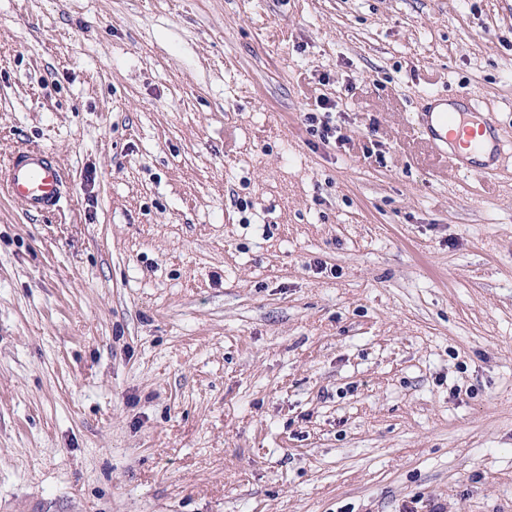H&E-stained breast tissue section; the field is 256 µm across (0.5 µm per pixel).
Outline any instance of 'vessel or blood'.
<instances>
[{
  "label": "vessel or blood",
  "instance_id": "1",
  "mask_svg": "<svg viewBox=\"0 0 512 512\" xmlns=\"http://www.w3.org/2000/svg\"><path fill=\"white\" fill-rule=\"evenodd\" d=\"M425 140L447 159L450 167L474 177L496 169L512 155V144L499 139L490 120L466 94L450 100L433 95L423 100L415 114ZM0 187L20 200L26 211H53L64 190V176L57 161L40 149H17L0 165Z\"/></svg>",
  "mask_w": 512,
  "mask_h": 512
}]
</instances>
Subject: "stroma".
Listing matches in <instances>:
<instances>
[{"label": "stroma", "instance_id": "stroma-1", "mask_svg": "<svg viewBox=\"0 0 512 512\" xmlns=\"http://www.w3.org/2000/svg\"><path fill=\"white\" fill-rule=\"evenodd\" d=\"M512 0H0V512H512ZM336 105L342 142L306 120ZM457 98L433 95L423 99L415 113L416 122L425 140L448 160L450 167L480 177L496 169L510 155L511 146L499 139L493 123L483 118L485 112L466 94ZM479 156L487 160L479 161L475 158ZM0 186L20 200L29 213L53 211L64 190V176L57 161L40 149L21 147L0 165Z\"/></svg>", "mask_w": 512, "mask_h": 512}]
</instances>
